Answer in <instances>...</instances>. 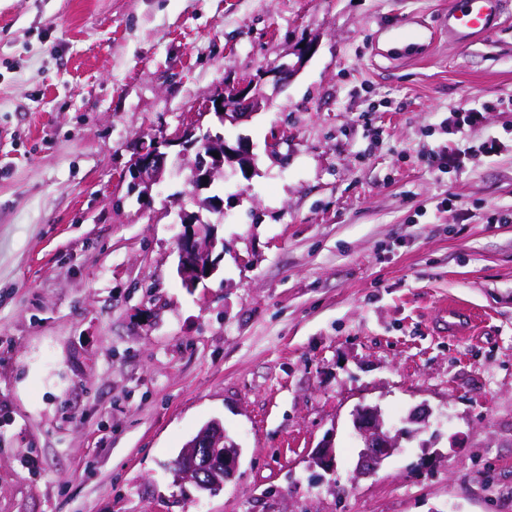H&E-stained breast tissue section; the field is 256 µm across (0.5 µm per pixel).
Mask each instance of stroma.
I'll use <instances>...</instances> for the list:
<instances>
[{
    "label": "stroma",
    "instance_id": "stroma-1",
    "mask_svg": "<svg viewBox=\"0 0 512 512\" xmlns=\"http://www.w3.org/2000/svg\"><path fill=\"white\" fill-rule=\"evenodd\" d=\"M449 2L0 0V512H512V4L464 43ZM400 20L425 46L396 58ZM248 79L261 112L203 115ZM196 119L255 169L211 186L224 251L189 288L193 159L145 207L129 168ZM450 297L479 335L440 332ZM360 404L429 417L358 480ZM214 418L241 453L212 495L171 463ZM300 44H304V47H300ZM300 44L292 52L297 57L296 62L281 63L270 71L269 74L274 78L276 85L282 86L288 83V80L298 72L304 61L313 54L315 45L311 41Z\"/></svg>",
    "mask_w": 512,
    "mask_h": 512
}]
</instances>
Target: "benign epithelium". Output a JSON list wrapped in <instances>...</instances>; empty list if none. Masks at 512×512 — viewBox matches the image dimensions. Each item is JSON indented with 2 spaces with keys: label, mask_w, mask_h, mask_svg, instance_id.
<instances>
[{
  "label": "benign epithelium",
  "mask_w": 512,
  "mask_h": 512,
  "mask_svg": "<svg viewBox=\"0 0 512 512\" xmlns=\"http://www.w3.org/2000/svg\"><path fill=\"white\" fill-rule=\"evenodd\" d=\"M315 45L308 41L297 46L293 54L297 61L281 63L270 71V76L278 85L288 80L301 68L304 61L313 54ZM262 96L256 89V83L249 81L236 90L226 94L214 93L206 105L207 113H212L220 124H236L252 117L261 109ZM196 158L192 164V182L198 188L209 186L224 172V166L238 165L242 172L252 167L254 156L248 139L241 137L231 144L224 135L203 129L200 125H190L167 135L154 136L150 142L142 143L133 164L130 167L134 183L142 188L141 198L150 199L153 185L160 182L166 172L168 152L166 149L180 147L178 156L184 157L196 147ZM219 156H213V153ZM180 224L184 232L178 239V273L186 287L191 288L197 282L208 278L215 270L216 262L212 258L217 239L212 226L202 218L199 212H179ZM353 424L362 442L356 462V477L361 478L375 473L383 461L399 445V438L405 434L401 430L390 434L385 428L380 410L371 405H360L353 411ZM334 455L331 440L323 441L313 458V463L323 468L329 467ZM240 448L224 447V427L212 420L206 424L184 447L173 462L176 479L193 480L204 490L216 491L224 486V480L230 478L237 466Z\"/></svg>",
  "instance_id": "benign-epithelium-1"
}]
</instances>
